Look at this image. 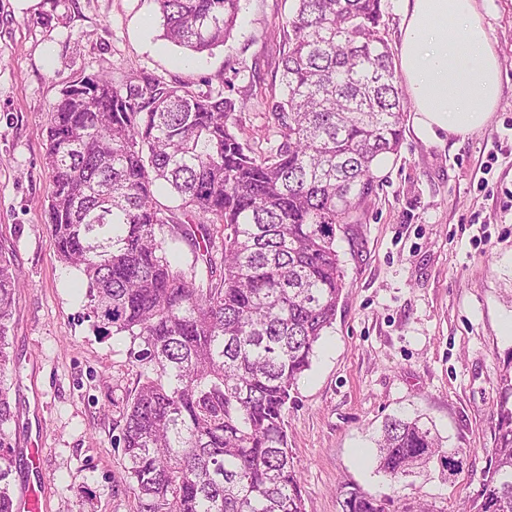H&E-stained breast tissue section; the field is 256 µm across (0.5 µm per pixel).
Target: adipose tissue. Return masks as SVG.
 Here are the masks:
<instances>
[{
  "label": "adipose tissue",
  "mask_w": 512,
  "mask_h": 512,
  "mask_svg": "<svg viewBox=\"0 0 512 512\" xmlns=\"http://www.w3.org/2000/svg\"><path fill=\"white\" fill-rule=\"evenodd\" d=\"M398 67L418 137L464 138L487 124L501 94V65L477 0H400Z\"/></svg>",
  "instance_id": "obj_1"
}]
</instances>
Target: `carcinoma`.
I'll list each match as a JSON object with an SVG mask.
<instances>
[{
  "label": "carcinoma",
  "instance_id": "carcinoma-1",
  "mask_svg": "<svg viewBox=\"0 0 512 512\" xmlns=\"http://www.w3.org/2000/svg\"><path fill=\"white\" fill-rule=\"evenodd\" d=\"M156 2L163 37L202 54L230 36L241 0ZM381 2L294 0L271 106L279 139L263 155L236 122L245 102L191 81L82 77L52 107L42 162L58 257L79 273L97 331L138 342L130 357L148 368L118 439L139 512H305L285 413L345 288L336 234L403 143ZM182 243L219 277L174 264ZM19 282L0 252V512H17L7 346ZM500 384L491 463L464 512H512L511 367ZM377 448L394 483L435 456L450 474L461 465L416 419H387ZM343 512L389 509L352 488Z\"/></svg>",
  "mask_w": 512,
  "mask_h": 512
}]
</instances>
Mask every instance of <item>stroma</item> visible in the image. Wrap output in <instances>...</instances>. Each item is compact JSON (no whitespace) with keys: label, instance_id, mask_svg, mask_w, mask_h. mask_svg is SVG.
Here are the masks:
<instances>
[{"label":"stroma","instance_id":"obj_1","mask_svg":"<svg viewBox=\"0 0 512 512\" xmlns=\"http://www.w3.org/2000/svg\"><path fill=\"white\" fill-rule=\"evenodd\" d=\"M291 0H241L211 53L165 40L155 0H0V252L21 272L11 328L17 367L14 491L40 489V512H138L117 440L139 380L131 339L99 334L78 274L57 256L42 163L61 89L77 76L146 70L199 89L229 82L255 154L275 145L269 89ZM502 66L490 121L465 138L405 129L378 187L339 236L346 288L285 415L306 512H342L341 489L458 512L495 446L500 376L512 360V0H480ZM422 417L465 460H439L394 483L376 469L386 417ZM40 451L31 463L28 449Z\"/></svg>","mask_w":512,"mask_h":512}]
</instances>
